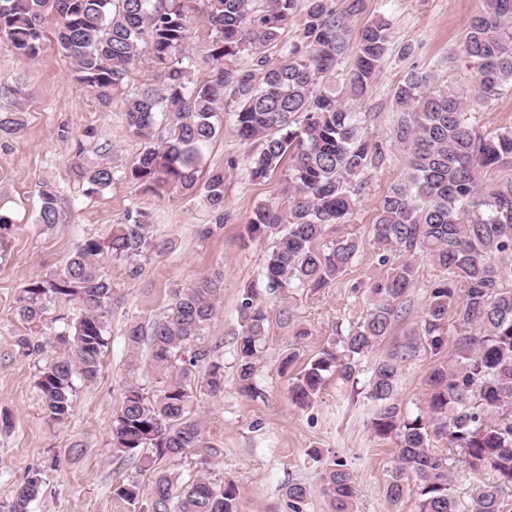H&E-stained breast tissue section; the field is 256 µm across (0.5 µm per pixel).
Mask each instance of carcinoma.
<instances>
[{"mask_svg":"<svg viewBox=\"0 0 512 512\" xmlns=\"http://www.w3.org/2000/svg\"><path fill=\"white\" fill-rule=\"evenodd\" d=\"M361 4L349 0L339 10L335 0H0V36L21 58L33 60L45 27L53 24L59 48L74 61L78 80L102 109L111 107L114 91L148 49L159 79L124 99L129 131L141 140L138 161L126 177L143 186H172L183 195L203 189L217 224L225 219L224 169L211 170L201 185L200 162L222 130L221 107L233 105L236 136L260 143L248 158L250 180L263 181L287 163V204L257 206L247 225L252 235H277L263 276L268 288L290 297L326 287L363 249L356 237L319 247L328 226L351 221L360 202L356 178L385 157L329 85ZM192 13L199 19L194 32ZM294 25L297 35L285 39ZM391 26L379 16L359 29L354 67L346 75L351 96H363L379 78L391 50ZM195 37L208 43L211 60L201 81L184 64ZM458 52L472 69L474 84L449 87L429 71H413L394 88L391 139L407 151L411 173L393 183L376 208L370 244L379 253L380 270L367 288H351L355 299L368 304L366 315L294 375L289 399L304 409L331 377L354 378L361 361L407 312L418 260L430 261L452 278L431 289L413 329L369 366L372 428L380 437L393 434L398 440L384 496L396 506L414 494L418 512H504L512 498V178L485 184L480 174L512 169V127L485 133L473 123L472 111L491 109L512 91V0H483L465 25ZM243 55L251 63H240ZM160 115L166 133L157 137ZM22 127L21 113L0 112V149ZM76 176L87 193H98L112 185L114 170L105 163L78 164ZM61 221L57 191L42 186L37 223L51 229ZM158 247L150 213L137 208L109 237L81 239L62 272L23 289L17 314L27 324L38 322L53 299L76 311L60 334L63 352L37 379L49 420L67 421L75 380L93 381L101 373L115 301L112 282L102 274L104 261H130L128 275L136 278L143 267L135 260ZM223 296L224 275L217 272L173 289L160 316L129 322L128 346L136 350L147 344L152 365L170 381L151 396L136 384L128 386L112 421L117 453L136 457L149 450L172 461L198 448L207 455L221 453L205 442L202 421L189 416L187 407L197 387L190 368L199 362L206 364V373L197 388L212 396L224 392V361L199 345ZM450 312L455 358L434 366L424 406L406 412L396 397L404 363L424 345H444ZM273 316L283 327L293 325L289 305L273 315L255 289L244 290L234 368L238 390L251 398L261 395L256 376ZM443 439L470 470L489 469L492 479L456 494L454 467L433 449V442ZM310 454L323 464L322 493L330 512H353L359 484L346 459H324L315 448ZM152 458L143 460L149 465ZM42 483L41 471H30L0 512H28ZM308 494L303 484L288 486L293 512H303ZM113 496L139 506V512H238L240 490L206 474L181 483L156 470L149 497L135 482L116 484Z\"/></svg>","mask_w":512,"mask_h":512,"instance_id":"obj_1","label":"carcinoma"}]
</instances>
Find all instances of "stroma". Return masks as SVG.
Listing matches in <instances>:
<instances>
[{
    "mask_svg": "<svg viewBox=\"0 0 512 512\" xmlns=\"http://www.w3.org/2000/svg\"><path fill=\"white\" fill-rule=\"evenodd\" d=\"M480 6L481 0H364L354 18L357 26L380 15L392 20L391 51L377 82L350 103L365 131L383 146L385 161L361 175L360 202L351 222L334 225L327 235L331 241L358 238L364 248L328 288L316 294L298 292L291 301L296 323L312 332L299 346V364H306L323 343L345 333L366 313L365 304L355 302L350 290L379 269L368 244L376 207L389 186L410 173L407 152L390 138L394 88L414 67L451 85L471 82L457 48L466 21ZM409 44L416 46L415 55L402 57L401 49ZM154 73L148 58L140 57L111 108L103 111L77 81L73 62L59 50L52 32H45L41 52L32 61L21 60L0 40V111H17L24 119L10 148L0 150V212L13 220L9 229L0 231V411L13 419L9 431H0V502L11 501L27 472L38 469L42 492L29 512H130L113 498L114 485L135 481L149 489L153 471L113 452L112 420L128 383L152 394L163 388L167 376L151 367L147 347L131 354L124 330L131 321L159 316L171 289L219 271L224 275V299L200 343L224 360V392L217 397L195 393L188 411L203 421L205 440L220 453L194 451L179 462L162 459L153 470L174 472L183 482L202 472L219 483L234 482L241 490L239 512H292L286 490L301 483L310 491L304 512H330L321 493L322 465L307 454L318 448L344 457L357 473L354 512H417L415 496L395 506L385 499L383 488L395 465L397 440L378 437L372 430L373 404L365 375L348 383L329 380L311 407L297 409L288 400L291 380L278 371V357L291 343L292 331L274 324L257 374L261 397L238 393L232 365L240 330L239 296L253 287L268 307L281 304L279 294L266 288L262 278L273 240L250 238L247 219L258 205L281 203L282 175L274 173L262 183L249 179L247 157L254 146L235 135L233 115L226 112L223 130L201 164L205 172L224 170L223 225H215L201 195L154 193L129 180L141 144L128 131L123 100ZM90 127L97 129L104 147L78 154L77 142ZM78 155L87 163H110L115 172L112 185L84 195L73 173ZM45 182L56 188L64 210L62 223L49 230L36 222L38 191ZM137 208L150 212L163 247L143 258V272L134 279L126 273L127 262L105 261L104 273L117 300L108 317L102 371L95 381L76 380L73 413L65 423L55 424L43 411L35 380L56 356L57 337L74 311L62 301L48 302L41 323L31 328L15 314L18 300L30 282L59 273L83 236L107 237L113 225L124 223L128 212ZM445 277L431 262H419L410 312L394 323L392 337H403L419 320L431 288ZM20 336L39 340L42 351L25 354L16 343ZM447 336L441 352L424 346L405 363L397 397L406 411L421 406L433 366L453 359L456 333L451 330Z\"/></svg>",
    "mask_w": 512,
    "mask_h": 512,
    "instance_id": "35a3bbf8",
    "label": "stroma"
}]
</instances>
